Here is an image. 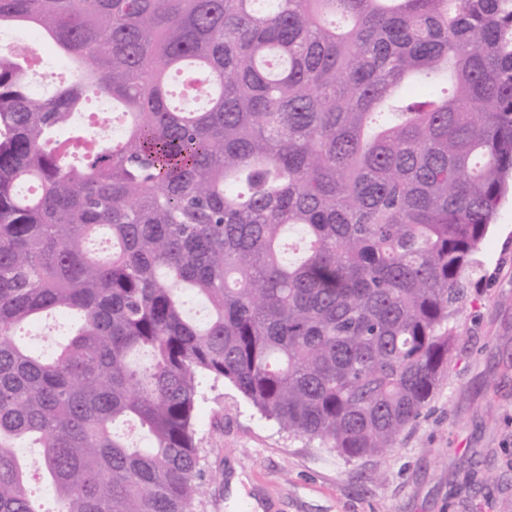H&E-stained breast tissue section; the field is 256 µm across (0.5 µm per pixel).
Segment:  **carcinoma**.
I'll use <instances>...</instances> for the list:
<instances>
[{"label": "carcinoma", "instance_id": "1", "mask_svg": "<svg viewBox=\"0 0 512 512\" xmlns=\"http://www.w3.org/2000/svg\"><path fill=\"white\" fill-rule=\"evenodd\" d=\"M0 28L82 63L44 97L0 48V512H44L30 437L56 512H193L204 379L348 461L394 447L512 180V0H0ZM52 312L81 323L44 358L17 333ZM20 452L26 455L30 463V474L32 475L29 482L30 488L41 496L45 509L53 510L55 503L51 493L44 485L40 470L41 448H20Z\"/></svg>", "mask_w": 512, "mask_h": 512}]
</instances>
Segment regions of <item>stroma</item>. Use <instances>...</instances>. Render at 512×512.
I'll return each mask as SVG.
<instances>
[{
	"instance_id": "obj_1",
	"label": "stroma",
	"mask_w": 512,
	"mask_h": 512,
	"mask_svg": "<svg viewBox=\"0 0 512 512\" xmlns=\"http://www.w3.org/2000/svg\"><path fill=\"white\" fill-rule=\"evenodd\" d=\"M479 259L448 370L385 455L345 460L280 431L231 385L204 382L196 512H512V193Z\"/></svg>"
}]
</instances>
